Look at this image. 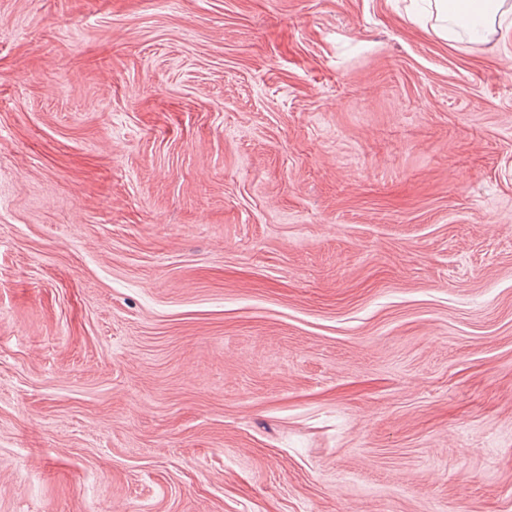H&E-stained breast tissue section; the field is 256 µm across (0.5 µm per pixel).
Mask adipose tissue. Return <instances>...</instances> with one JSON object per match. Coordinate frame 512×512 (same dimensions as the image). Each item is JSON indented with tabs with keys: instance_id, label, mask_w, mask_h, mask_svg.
<instances>
[{
	"instance_id": "ef3b65f1",
	"label": "adipose tissue",
	"mask_w": 512,
	"mask_h": 512,
	"mask_svg": "<svg viewBox=\"0 0 512 512\" xmlns=\"http://www.w3.org/2000/svg\"><path fill=\"white\" fill-rule=\"evenodd\" d=\"M442 34L453 33L455 28H463L468 41H478L496 21L501 7L499 0H482L481 8H473L472 0H428Z\"/></svg>"
}]
</instances>
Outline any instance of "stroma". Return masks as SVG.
I'll return each instance as SVG.
<instances>
[{
    "label": "stroma",
    "instance_id": "obj_1",
    "mask_svg": "<svg viewBox=\"0 0 512 512\" xmlns=\"http://www.w3.org/2000/svg\"><path fill=\"white\" fill-rule=\"evenodd\" d=\"M0 0V512H512V0ZM473 0H427L429 9L434 12V19L438 23L443 37L448 39V34L455 32L454 27H461L465 30L467 40L458 39L464 50L463 43L478 41L484 38L486 33L496 21V15L501 7L497 0H481L483 6L473 9Z\"/></svg>",
    "mask_w": 512,
    "mask_h": 512
}]
</instances>
